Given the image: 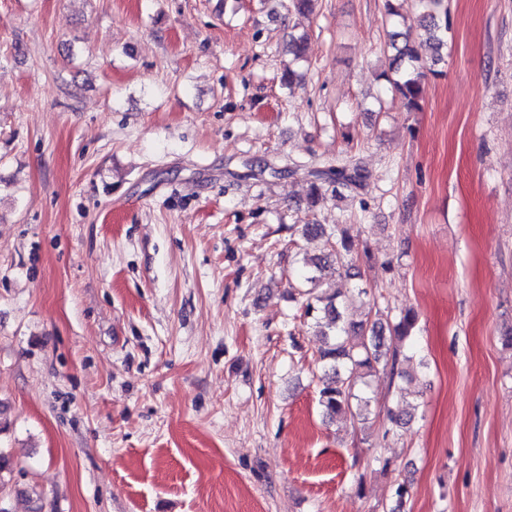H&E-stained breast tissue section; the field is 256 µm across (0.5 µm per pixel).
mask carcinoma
I'll use <instances>...</instances> for the list:
<instances>
[{"mask_svg": "<svg viewBox=\"0 0 512 512\" xmlns=\"http://www.w3.org/2000/svg\"><path fill=\"white\" fill-rule=\"evenodd\" d=\"M423 10L421 26L435 52L448 46V5L446 0H420ZM402 34L391 35L390 47L394 58L390 69L395 76L388 78L390 91L409 112L421 107L422 82L436 71L427 67L418 49L410 44H399ZM310 181V200L322 196L325 182H336V189L353 191L362 186L365 173L356 163H346L330 167L324 171H307ZM301 236L324 237L329 248L321 256L299 273V279L307 285L305 291L304 318L312 322L319 331L330 337V341L320 350L319 362L323 369L318 390V403L329 418L350 414L365 421L369 419V400L357 394L360 385L367 384V378L377 373L378 368L389 371L392 378H405L402 370V348L414 346V330L417 314L407 309L400 313L396 321L386 325L368 324L366 320L347 321L339 310L341 293L324 287L318 273L328 267L350 271L349 265L356 246V235L351 224H304ZM396 340L391 348L385 343L383 333ZM406 390L398 388L395 405L387 408V420L394 428L410 424L413 413L400 408Z\"/></svg>", "mask_w": 512, "mask_h": 512, "instance_id": "obj_1", "label": "carcinoma"}]
</instances>
